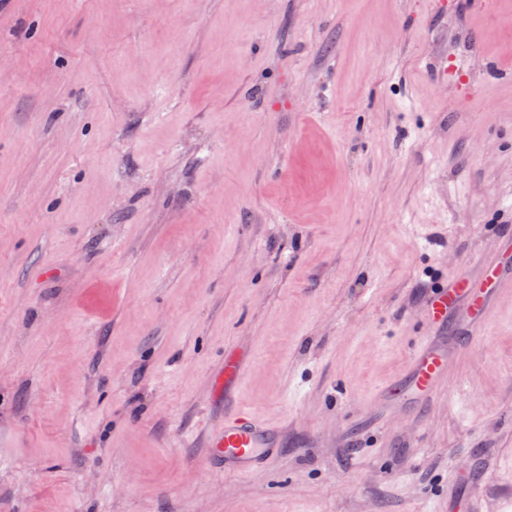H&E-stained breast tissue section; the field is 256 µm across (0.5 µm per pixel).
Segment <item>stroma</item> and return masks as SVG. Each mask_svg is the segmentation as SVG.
Here are the masks:
<instances>
[{"mask_svg": "<svg viewBox=\"0 0 512 512\" xmlns=\"http://www.w3.org/2000/svg\"><path fill=\"white\" fill-rule=\"evenodd\" d=\"M455 60L451 84L434 62ZM0 512H448L512 492V0H0ZM282 431L209 463L227 353ZM512 288V272L508 256L486 262L481 274V285L467 281H449L441 286L429 301V314L433 330L415 351L403 375L394 386L383 389L379 401L386 402L391 393L403 388L414 394H433L445 375L448 353L438 343L436 329L449 314L466 308L471 315L470 333L478 336L485 325L484 317L494 297L503 289Z\"/></svg>", "mask_w": 512, "mask_h": 512, "instance_id": "35a3bbf8", "label": "stroma"}]
</instances>
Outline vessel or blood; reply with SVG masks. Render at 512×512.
<instances>
[{"label": "vessel or blood", "instance_id": "b4317fda", "mask_svg": "<svg viewBox=\"0 0 512 512\" xmlns=\"http://www.w3.org/2000/svg\"><path fill=\"white\" fill-rule=\"evenodd\" d=\"M506 288H512V260L505 256L484 264L480 285L451 281L441 286L429 301L433 332L415 351L395 386L417 396L434 393L448 366V354L437 340L436 327L449 314L464 308L471 315V335H479L490 303ZM280 440L277 427L258 419L247 409L236 408L206 434L204 446L208 460L222 461L225 471L247 474L278 457Z\"/></svg>", "mask_w": 512, "mask_h": 512}]
</instances>
